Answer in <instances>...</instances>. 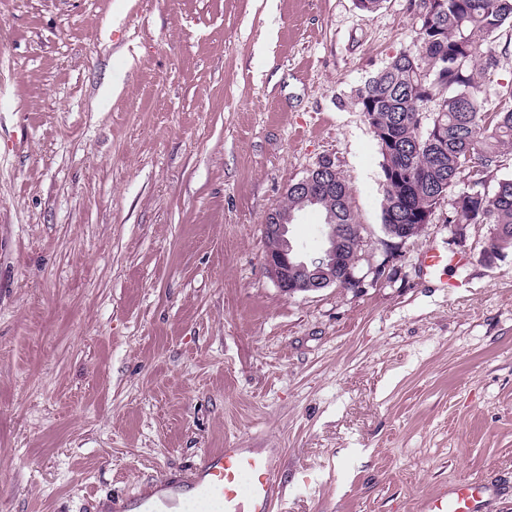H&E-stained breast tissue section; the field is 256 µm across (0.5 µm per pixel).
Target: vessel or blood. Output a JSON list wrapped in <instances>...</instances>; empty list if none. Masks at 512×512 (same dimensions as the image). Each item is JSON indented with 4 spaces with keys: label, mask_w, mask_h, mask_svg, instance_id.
<instances>
[{
    "label": "vessel or blood",
    "mask_w": 512,
    "mask_h": 512,
    "mask_svg": "<svg viewBox=\"0 0 512 512\" xmlns=\"http://www.w3.org/2000/svg\"><path fill=\"white\" fill-rule=\"evenodd\" d=\"M280 459L277 448L211 449L188 474L166 473L133 495L101 499L94 512H180L187 498L221 503L224 512H273L282 495ZM497 493L491 482L459 481L423 498L419 512H485Z\"/></svg>",
    "instance_id": "obj_1"
}]
</instances>
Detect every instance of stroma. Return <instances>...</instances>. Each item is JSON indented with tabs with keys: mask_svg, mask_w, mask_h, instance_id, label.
<instances>
[{
	"mask_svg": "<svg viewBox=\"0 0 512 512\" xmlns=\"http://www.w3.org/2000/svg\"><path fill=\"white\" fill-rule=\"evenodd\" d=\"M420 0H0V512H91L207 449L279 448L275 512H418L458 480L512 512V251L284 295L266 213L331 159L384 252L356 93L416 44ZM485 108L512 85V25ZM324 214L296 212L300 254Z\"/></svg>",
	"mask_w": 512,
	"mask_h": 512,
	"instance_id": "1",
	"label": "stroma"
}]
</instances>
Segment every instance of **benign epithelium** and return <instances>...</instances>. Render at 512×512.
<instances>
[{
	"label": "benign epithelium",
	"instance_id": "7a95c632",
	"mask_svg": "<svg viewBox=\"0 0 512 512\" xmlns=\"http://www.w3.org/2000/svg\"><path fill=\"white\" fill-rule=\"evenodd\" d=\"M323 186L313 176L297 185L302 196L298 208L318 202ZM294 215H283L279 209L267 212L263 232L267 241L264 265L267 274L282 293L292 296L300 292L318 291L329 285L339 288H360L365 276L358 275L360 254L352 248L353 238L360 234L359 227L329 224L325 230L322 252L307 258L294 250L288 239V226Z\"/></svg>",
	"mask_w": 512,
	"mask_h": 512
}]
</instances>
